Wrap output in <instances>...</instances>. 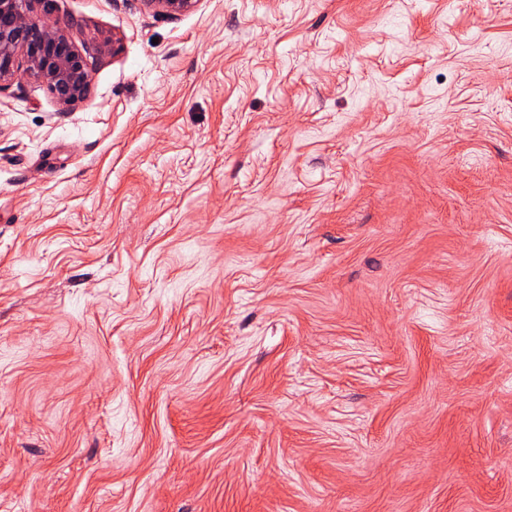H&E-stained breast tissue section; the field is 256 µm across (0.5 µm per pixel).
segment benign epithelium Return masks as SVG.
Wrapping results in <instances>:
<instances>
[{
    "label": "benign epithelium",
    "mask_w": 512,
    "mask_h": 512,
    "mask_svg": "<svg viewBox=\"0 0 512 512\" xmlns=\"http://www.w3.org/2000/svg\"><path fill=\"white\" fill-rule=\"evenodd\" d=\"M32 0H0V83L19 72L18 52L26 55L28 70L48 87L64 109L87 99L89 72L83 57L65 32L47 19L30 15ZM169 14L188 10L193 0H144Z\"/></svg>",
    "instance_id": "7a95c632"
}]
</instances>
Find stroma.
Returning <instances> with one entry per match:
<instances>
[{"label":"stroma","instance_id":"obj_1","mask_svg":"<svg viewBox=\"0 0 512 512\" xmlns=\"http://www.w3.org/2000/svg\"><path fill=\"white\" fill-rule=\"evenodd\" d=\"M46 13L91 92L0 91V512H512V0Z\"/></svg>","mask_w":512,"mask_h":512}]
</instances>
